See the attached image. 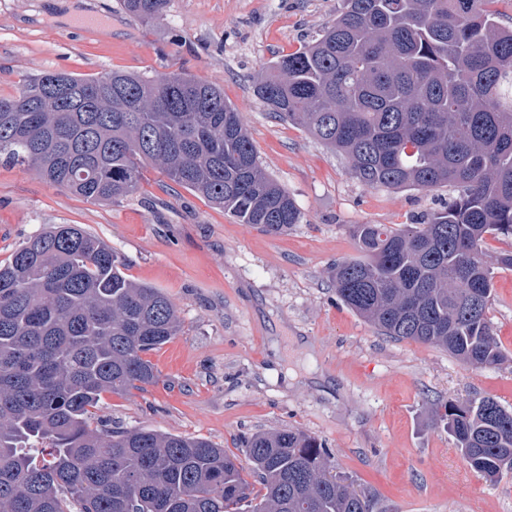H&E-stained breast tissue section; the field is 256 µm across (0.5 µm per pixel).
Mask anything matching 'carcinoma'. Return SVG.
<instances>
[{
	"instance_id": "obj_1",
	"label": "carcinoma",
	"mask_w": 512,
	"mask_h": 512,
	"mask_svg": "<svg viewBox=\"0 0 512 512\" xmlns=\"http://www.w3.org/2000/svg\"><path fill=\"white\" fill-rule=\"evenodd\" d=\"M122 2L148 22L166 0ZM497 2L341 0L317 39L255 81L276 117L345 155L362 184L459 188L405 228L350 226L360 255L331 279L382 334L477 368L505 360L482 245L512 240V29ZM2 159L94 204L133 194L151 165L241 224L277 235L301 220L222 89L182 73L28 76L0 96ZM122 268L76 224L34 235L0 265V512H381L297 429L248 438L247 472L206 438L95 418L102 394L157 381L147 355L182 330L171 299ZM442 421L472 471H512V411L495 398L450 401Z\"/></svg>"
}]
</instances>
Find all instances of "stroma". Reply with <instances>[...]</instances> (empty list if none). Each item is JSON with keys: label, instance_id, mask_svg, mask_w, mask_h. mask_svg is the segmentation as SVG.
<instances>
[{"label": "stroma", "instance_id": "35a3bbf8", "mask_svg": "<svg viewBox=\"0 0 512 512\" xmlns=\"http://www.w3.org/2000/svg\"><path fill=\"white\" fill-rule=\"evenodd\" d=\"M340 0H168L151 21L121 0H0V95L64 70L185 72L216 82L241 112L262 168L302 213L280 235L242 224L144 169L139 190L93 204L0 161V264L51 224H78L132 280L160 289L183 321L151 352L157 384L103 395L114 426L201 436L243 455L259 432L302 430L330 448L337 477L370 488L385 512H512V472L475 474L441 407L485 396L512 410V269H493L487 312L506 355L476 369L448 352L382 335L336 295L331 270L356 256L353 224L389 230L432 213L457 188H371L304 128L254 93L257 76L336 18Z\"/></svg>", "mask_w": 512, "mask_h": 512}]
</instances>
